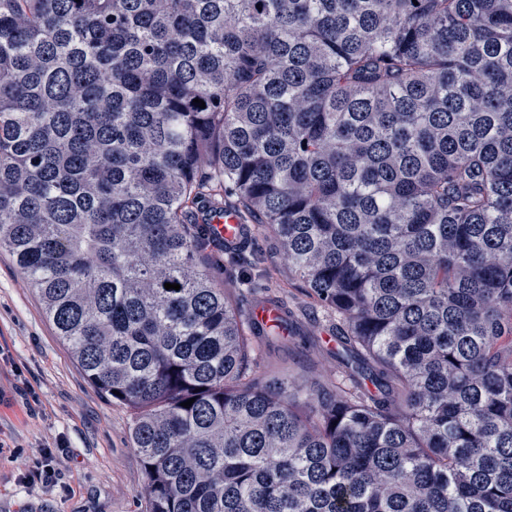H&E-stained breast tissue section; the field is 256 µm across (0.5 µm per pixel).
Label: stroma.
I'll list each match as a JSON object with an SVG mask.
<instances>
[{
    "label": "stroma",
    "mask_w": 512,
    "mask_h": 512,
    "mask_svg": "<svg viewBox=\"0 0 512 512\" xmlns=\"http://www.w3.org/2000/svg\"><path fill=\"white\" fill-rule=\"evenodd\" d=\"M246 248L256 267L246 272L225 263L219 284L234 289L252 278L296 320L293 339L270 348L261 372L335 377V316L306 295L260 232ZM131 420L129 408L88 382L15 259L0 252V512H142L145 478L130 442ZM46 457L57 472L49 486L29 478Z\"/></svg>",
    "instance_id": "35a3bbf8"
}]
</instances>
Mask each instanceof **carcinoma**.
<instances>
[{
	"label": "carcinoma",
	"mask_w": 512,
	"mask_h": 512,
	"mask_svg": "<svg viewBox=\"0 0 512 512\" xmlns=\"http://www.w3.org/2000/svg\"><path fill=\"white\" fill-rule=\"evenodd\" d=\"M227 196L339 382L259 377ZM0 250L145 512H512V0H0Z\"/></svg>",
	"instance_id": "1"
}]
</instances>
